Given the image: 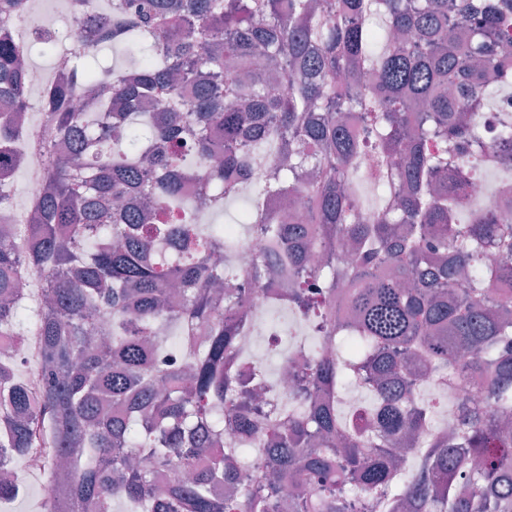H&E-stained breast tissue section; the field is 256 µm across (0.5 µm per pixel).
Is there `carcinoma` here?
<instances>
[{
	"instance_id": "cac0c4a2",
	"label": "carcinoma",
	"mask_w": 512,
	"mask_h": 512,
	"mask_svg": "<svg viewBox=\"0 0 512 512\" xmlns=\"http://www.w3.org/2000/svg\"><path fill=\"white\" fill-rule=\"evenodd\" d=\"M87 2L69 0L91 29L75 59L123 43L139 64L54 75L29 131L24 49L0 25V147L26 132L44 160L28 252L0 235V329L37 337L46 369L34 387L0 372V457L44 438L67 459L46 512H277L285 497L292 512H363L357 489L368 512H512V292L494 293L512 222L480 206L458 222L477 166L512 156V117L472 145V113L512 86V0ZM271 142L273 175L246 180ZM363 152L375 169L355 166ZM366 179L391 202L372 219ZM243 188L249 234L288 253V277L262 276L317 341L301 379L318 395L299 385L280 416L257 398L263 375L242 380L244 328L224 320L248 292L232 241L198 223ZM89 236L112 245L88 253ZM33 273L50 301L27 325L16 294ZM160 323L180 366L162 361ZM472 361L484 402L418 446L438 404L419 369L465 386ZM357 381L372 403L344 417L338 394ZM166 464L180 476L159 492Z\"/></svg>"
}]
</instances>
